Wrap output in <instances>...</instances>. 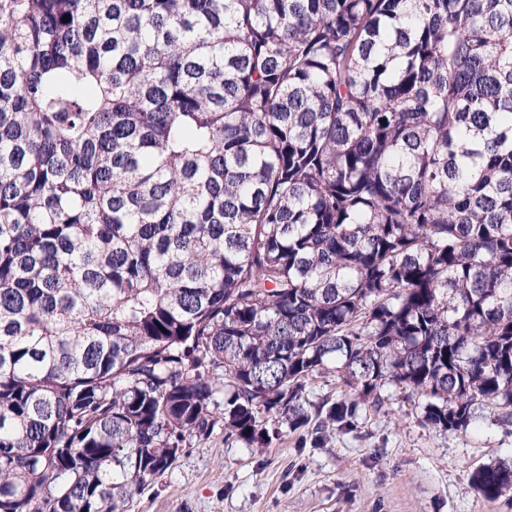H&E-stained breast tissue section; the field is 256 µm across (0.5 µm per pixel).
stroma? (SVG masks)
Listing matches in <instances>:
<instances>
[{"instance_id": "35a3bbf8", "label": "stroma", "mask_w": 512, "mask_h": 512, "mask_svg": "<svg viewBox=\"0 0 512 512\" xmlns=\"http://www.w3.org/2000/svg\"><path fill=\"white\" fill-rule=\"evenodd\" d=\"M512 463V426L478 410L467 431L425 424L398 388L359 413L357 429L313 443L282 432L263 448L223 431L183 449L127 512H512V490L494 501L473 486L477 469Z\"/></svg>"}]
</instances>
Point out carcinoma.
I'll return each instance as SVG.
<instances>
[{
	"label": "carcinoma",
	"instance_id": "carcinoma-1",
	"mask_svg": "<svg viewBox=\"0 0 512 512\" xmlns=\"http://www.w3.org/2000/svg\"><path fill=\"white\" fill-rule=\"evenodd\" d=\"M390 385L512 423V0H0V512ZM344 387L342 382L336 377L333 372L331 374L318 375L307 382L306 392L308 399L313 403L320 402L323 398L329 397L336 399L343 393Z\"/></svg>",
	"mask_w": 512,
	"mask_h": 512
}]
</instances>
